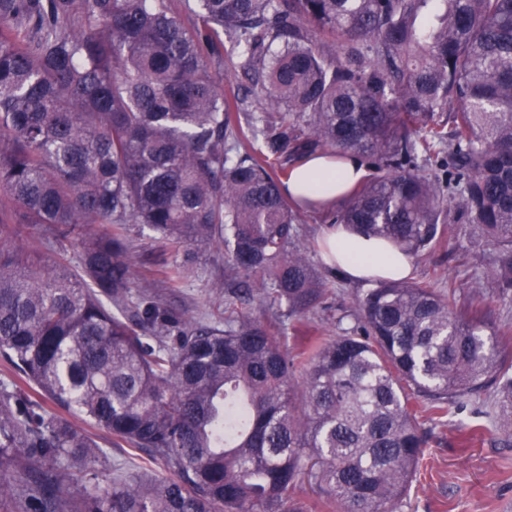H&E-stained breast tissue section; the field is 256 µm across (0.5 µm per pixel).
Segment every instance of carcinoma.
<instances>
[{"label":"carcinoma","instance_id":"carcinoma-1","mask_svg":"<svg viewBox=\"0 0 512 512\" xmlns=\"http://www.w3.org/2000/svg\"><path fill=\"white\" fill-rule=\"evenodd\" d=\"M192 1L188 27L170 0H0V358L55 406L0 383V512H306V478L323 508L398 512L421 418L491 387L512 436L491 323L461 319L451 286L380 280L351 326L290 354L260 322L133 294L127 229L223 245L242 296L301 318L333 283L295 246L283 179L352 153L374 174L328 223L413 256L473 224L511 296L512 0ZM226 42L230 96L210 71ZM32 234L75 257L31 256ZM74 417L163 472L71 499L108 460Z\"/></svg>","mask_w":512,"mask_h":512}]
</instances>
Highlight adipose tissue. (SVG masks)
<instances>
[{"label":"adipose tissue","mask_w":512,"mask_h":512,"mask_svg":"<svg viewBox=\"0 0 512 512\" xmlns=\"http://www.w3.org/2000/svg\"><path fill=\"white\" fill-rule=\"evenodd\" d=\"M360 157L312 156L297 163L283 192L293 200L309 197L331 206L366 176ZM324 242L332 256V265L341 276L354 281L391 280L407 277L412 259L385 240L368 238L338 224L326 231Z\"/></svg>","instance_id":"1"}]
</instances>
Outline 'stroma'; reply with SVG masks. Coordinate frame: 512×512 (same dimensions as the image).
Wrapping results in <instances>:
<instances>
[{
    "instance_id": "1",
    "label": "stroma",
    "mask_w": 512,
    "mask_h": 512,
    "mask_svg": "<svg viewBox=\"0 0 512 512\" xmlns=\"http://www.w3.org/2000/svg\"><path fill=\"white\" fill-rule=\"evenodd\" d=\"M297 224L298 245L306 249L318 271L328 272L320 245L327 229L324 212L301 211ZM449 234L450 244L414 259L411 280L428 279L442 290L455 285L459 312L466 317L476 312L491 321L501 352L512 356V300L490 293L478 307L469 305L472 289L487 281L492 247L462 222L450 224ZM188 255L194 258L189 277L177 287H166L165 266L182 262ZM127 259L135 289H148L164 307L183 318L205 324L231 310L267 325L275 322L277 308L256 299L231 298L236 276L222 246H193L188 252H177L135 227L130 231ZM366 290V285L336 278L335 293L325 308L282 327L289 351L298 350L313 336H335L337 317L353 311L355 298ZM492 397V391H484L479 399L449 405L445 423L425 422L424 452L399 512H512V440L492 417Z\"/></svg>"
}]
</instances>
